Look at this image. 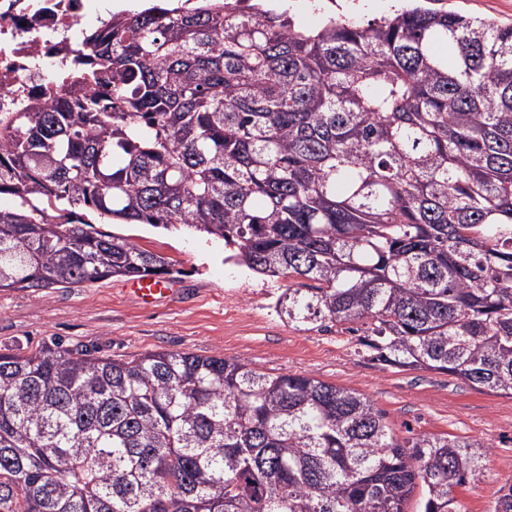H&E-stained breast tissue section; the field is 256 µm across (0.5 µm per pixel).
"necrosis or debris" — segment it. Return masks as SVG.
I'll return each instance as SVG.
<instances>
[{"instance_id":"obj_1","label":"necrosis or debris","mask_w":512,"mask_h":512,"mask_svg":"<svg viewBox=\"0 0 512 512\" xmlns=\"http://www.w3.org/2000/svg\"><path fill=\"white\" fill-rule=\"evenodd\" d=\"M99 0H0V114L40 102L53 72L80 53L75 36L94 19L106 33Z\"/></svg>"}]
</instances>
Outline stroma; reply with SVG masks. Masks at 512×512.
Segmentation results:
<instances>
[{"label": "stroma", "mask_w": 512, "mask_h": 512, "mask_svg": "<svg viewBox=\"0 0 512 512\" xmlns=\"http://www.w3.org/2000/svg\"><path fill=\"white\" fill-rule=\"evenodd\" d=\"M286 4L307 28L327 12L364 24L392 10V0ZM108 230L170 257L174 295L142 305L126 292L123 278L84 288L0 292L1 350L60 343L113 356L187 351L235 358L262 372L309 374L372 400L397 438L455 435L487 443L481 480L454 490L462 512H488L500 489L512 485V397L437 371L382 365L359 352L354 332L292 328L275 310L284 281L228 261L223 242L146 224H112Z\"/></svg>", "instance_id": "obj_1"}]
</instances>
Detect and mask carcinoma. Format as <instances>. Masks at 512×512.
<instances>
[{
	"instance_id": "carcinoma-1",
	"label": "carcinoma",
	"mask_w": 512,
	"mask_h": 512,
	"mask_svg": "<svg viewBox=\"0 0 512 512\" xmlns=\"http://www.w3.org/2000/svg\"><path fill=\"white\" fill-rule=\"evenodd\" d=\"M240 2L114 13L92 66L0 120V291L171 274L78 209L180 224L288 280L294 328L359 323L384 365L512 396V24ZM488 452L220 355L0 353V512H461Z\"/></svg>"
}]
</instances>
